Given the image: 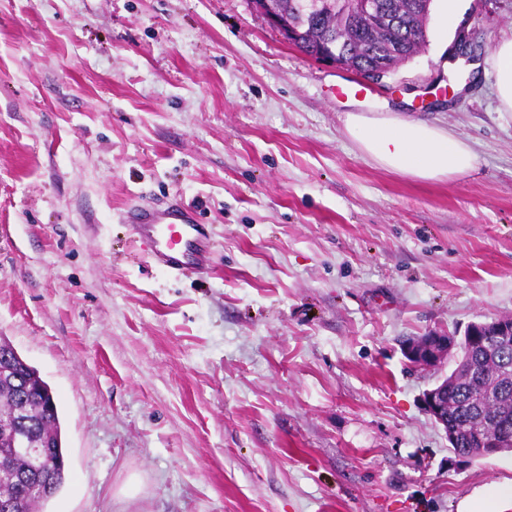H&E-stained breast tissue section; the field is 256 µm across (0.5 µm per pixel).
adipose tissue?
<instances>
[{"instance_id":"obj_1","label":"adipose tissue","mask_w":512,"mask_h":512,"mask_svg":"<svg viewBox=\"0 0 512 512\" xmlns=\"http://www.w3.org/2000/svg\"><path fill=\"white\" fill-rule=\"evenodd\" d=\"M345 128L360 151L383 168L423 181L460 176L477 154L448 128L423 120L373 118L347 113ZM457 512H512V481L465 495Z\"/></svg>"}]
</instances>
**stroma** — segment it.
Here are the masks:
<instances>
[{
  "mask_svg": "<svg viewBox=\"0 0 512 512\" xmlns=\"http://www.w3.org/2000/svg\"><path fill=\"white\" fill-rule=\"evenodd\" d=\"M463 24L480 70L448 57ZM511 37L512 0H463L356 98L249 0H0V337L57 402L46 512H457L512 480V453H453L402 351L512 315ZM349 112L476 165L385 169ZM172 204L211 227L203 275L134 243L127 211ZM492 65L499 111L512 112V39L503 40L495 47ZM344 122L363 154L383 168L419 180L451 179L476 164L472 146L442 126L356 112L347 113Z\"/></svg>",
  "mask_w": 512,
  "mask_h": 512,
  "instance_id": "obj_1",
  "label": "stroma"
}]
</instances>
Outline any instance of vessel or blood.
<instances>
[{"mask_svg": "<svg viewBox=\"0 0 512 512\" xmlns=\"http://www.w3.org/2000/svg\"><path fill=\"white\" fill-rule=\"evenodd\" d=\"M130 221L139 248L152 255L161 274L180 275L209 268L210 232L189 210L139 206L131 211Z\"/></svg>", "mask_w": 512, "mask_h": 512, "instance_id": "1", "label": "vessel or blood"}]
</instances>
